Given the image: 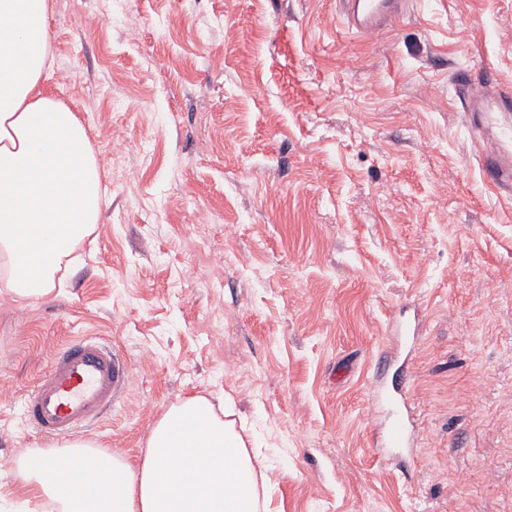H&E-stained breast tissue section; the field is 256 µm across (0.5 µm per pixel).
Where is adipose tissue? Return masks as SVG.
<instances>
[{"instance_id": "ef3b65f1", "label": "adipose tissue", "mask_w": 512, "mask_h": 512, "mask_svg": "<svg viewBox=\"0 0 512 512\" xmlns=\"http://www.w3.org/2000/svg\"><path fill=\"white\" fill-rule=\"evenodd\" d=\"M50 0H0V291L50 295L101 220L104 190L86 128L43 84L51 65ZM195 421L184 417L186 409ZM81 459V468L71 466ZM15 479L56 512H270L233 423L193 397L153 426L138 464L75 441L22 459Z\"/></svg>"}]
</instances>
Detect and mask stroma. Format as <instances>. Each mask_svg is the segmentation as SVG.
<instances>
[{
	"mask_svg": "<svg viewBox=\"0 0 512 512\" xmlns=\"http://www.w3.org/2000/svg\"><path fill=\"white\" fill-rule=\"evenodd\" d=\"M340 12L52 0L46 85L110 203L64 288L0 294V512H52L16 489L46 446L21 394L74 336L128 359L78 438L129 463L202 396L231 402L274 512H512V189L482 179L496 128L456 84L512 86V0H413L369 38ZM388 359L411 371L412 467L377 452Z\"/></svg>",
	"mask_w": 512,
	"mask_h": 512,
	"instance_id": "1",
	"label": "stroma"
}]
</instances>
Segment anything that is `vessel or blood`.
Instances as JSON below:
<instances>
[{"mask_svg":"<svg viewBox=\"0 0 512 512\" xmlns=\"http://www.w3.org/2000/svg\"><path fill=\"white\" fill-rule=\"evenodd\" d=\"M341 4L348 29L366 38L383 30L388 19L399 13L402 0H341ZM460 85L468 98V111L478 115L512 112V93L497 91L489 103L481 94V83L464 79ZM480 165L488 184L512 185V125H501L499 136L485 149ZM129 387V366L112 343L77 336L54 351L46 372L26 391L23 414L42 439L67 440L111 410L126 397ZM377 397L393 408L385 447L411 452L413 426L405 382L382 386Z\"/></svg>","mask_w":512,"mask_h":512,"instance_id":"vessel-or-blood-1","label":"vessel or blood"}]
</instances>
